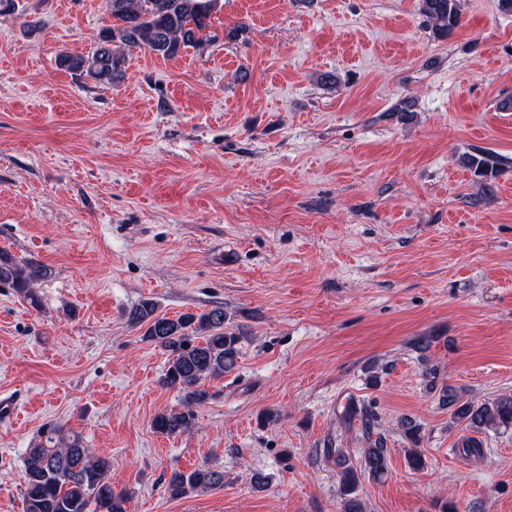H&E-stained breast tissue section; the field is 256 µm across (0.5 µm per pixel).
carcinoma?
I'll return each mask as SVG.
<instances>
[{
    "label": "carcinoma",
    "instance_id": "cac0c4a2",
    "mask_svg": "<svg viewBox=\"0 0 512 512\" xmlns=\"http://www.w3.org/2000/svg\"><path fill=\"white\" fill-rule=\"evenodd\" d=\"M112 27L96 36L94 49L86 54H63L59 66L99 84L112 85L124 77L125 52L146 50L164 59L176 58L187 48L201 42L199 34L217 8L218 0H107ZM419 12L434 35L446 37L459 25V0H419ZM465 165L483 185L498 175L494 162L481 152L465 157ZM42 264L22 262L0 252V285H7L37 309L40 299L33 289L50 276ZM224 306L215 305L200 314L168 318L158 314L151 299L139 301L129 312L128 321L144 325L143 340L169 353L162 382L181 393L182 409L161 413L152 421L153 429L166 435L191 430L196 408L209 399L204 387L207 378L232 371L246 337L225 325ZM440 402L452 409L453 417L464 424L466 434L457 439V447L469 454L480 452L476 434L487 429H512V394H503L490 402H460L452 388L442 392ZM404 434L411 443L406 449L408 462L422 466L419 428L403 422ZM25 488L24 512H127L128 495L116 491L106 481L108 459L98 456L78 433L62 425L43 428L23 458ZM382 479L388 473V452L382 439L369 442L363 449L360 468L350 465L341 471L343 512H364L356 495L359 475ZM224 487V471L200 466L192 471L172 473L167 491L172 498Z\"/></svg>",
    "mask_w": 512,
    "mask_h": 512
}]
</instances>
